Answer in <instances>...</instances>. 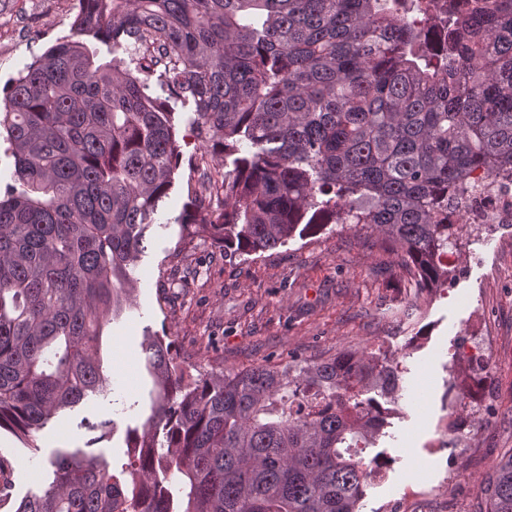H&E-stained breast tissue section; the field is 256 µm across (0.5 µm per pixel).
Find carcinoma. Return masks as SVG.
I'll use <instances>...</instances> for the list:
<instances>
[{
	"instance_id": "1",
	"label": "carcinoma",
	"mask_w": 512,
	"mask_h": 512,
	"mask_svg": "<svg viewBox=\"0 0 512 512\" xmlns=\"http://www.w3.org/2000/svg\"><path fill=\"white\" fill-rule=\"evenodd\" d=\"M77 0L71 35L25 65L0 118V429L29 448L107 390L104 326L179 168L176 110L224 157L217 214L178 218L251 256L332 224L385 233L446 288L454 192L512 170V0ZM150 414L128 462L56 448L16 512H359L362 450L388 436L405 368L320 362L194 377L147 336ZM512 512V452L488 477Z\"/></svg>"
}]
</instances>
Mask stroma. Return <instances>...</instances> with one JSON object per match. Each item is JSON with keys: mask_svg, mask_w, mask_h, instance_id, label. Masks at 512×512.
<instances>
[{"mask_svg": "<svg viewBox=\"0 0 512 512\" xmlns=\"http://www.w3.org/2000/svg\"><path fill=\"white\" fill-rule=\"evenodd\" d=\"M71 22L57 0H0V27L11 32L0 46V95L33 56L69 36ZM176 139L184 163L132 271L136 306L104 328L109 387L53 417L37 449L0 430V487L8 496L0 512L43 492L52 449L126 462V429L150 413L142 341L155 335L172 341L177 363L195 376L294 358L317 362L343 348L385 353L406 372L390 435L380 441L391 462L366 489L360 512H400L418 498L425 512H487L485 481L512 451V232L497 227L474 243L469 224H460L456 280L403 321L396 312L413 300L415 278L379 230L346 224L235 258L203 234L183 231L178 218L187 204L205 216L213 207L187 165L203 151L187 121ZM474 329L492 351L481 368L458 358ZM464 383L494 390L490 412L474 416L454 402ZM453 416L469 419L467 444L438 447L443 421ZM88 420L117 427L91 431Z\"/></svg>", "mask_w": 512, "mask_h": 512, "instance_id": "obj_1", "label": "stroma"}]
</instances>
